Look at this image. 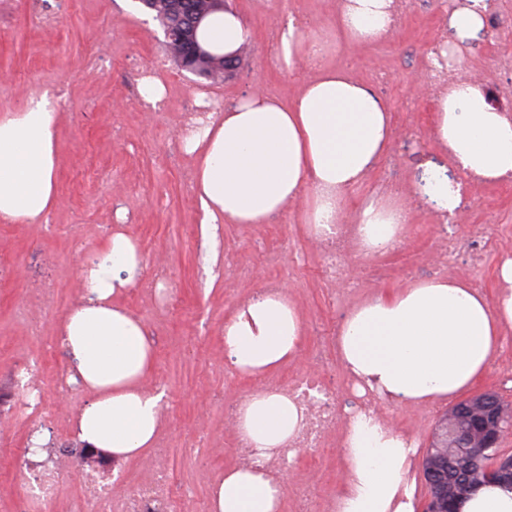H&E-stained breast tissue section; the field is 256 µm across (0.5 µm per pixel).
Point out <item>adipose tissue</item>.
I'll list each match as a JSON object with an SVG mask.
<instances>
[{
  "label": "adipose tissue",
  "mask_w": 512,
  "mask_h": 512,
  "mask_svg": "<svg viewBox=\"0 0 512 512\" xmlns=\"http://www.w3.org/2000/svg\"><path fill=\"white\" fill-rule=\"evenodd\" d=\"M393 0H339L333 32L309 34L288 19L277 34V61L293 70L312 62L292 104L254 92L232 108L209 115L183 141L197 159L194 192L203 226L265 223L304 191L309 231L331 232L347 192L360 185L390 147L392 117L370 88L348 70L324 65L336 38L353 47L381 40L390 28ZM251 33L231 11L209 16L202 44L224 54L249 42ZM60 98L44 91L25 109L0 116V223L39 224L56 205L55 130ZM433 138L468 178L512 177V118L490 106L478 83L449 86L436 102ZM438 211L462 202L458 184L441 173L416 184ZM364 243H394L408 220L404 203L369 198L356 214ZM145 265L136 242L115 230L81 277L89 296L60 320L59 339L71 356V383L90 395L74 419L77 440L129 458L155 444L162 427L164 392L148 390L154 344L145 323L115 299L135 287ZM495 299L460 279L413 283L366 297L352 307L336 336L337 359L384 403L413 407L451 400L488 370L512 330V256L497 267ZM301 312L281 289L241 304L224 323V347L236 370L264 377L298 356ZM302 413L288 396L258 391L241 410L239 433L268 456L296 432ZM345 478L336 512H416L411 474L415 441L379 417L351 416L343 441ZM284 482L244 467L226 470L211 491V512H280ZM458 512H512V491L478 484Z\"/></svg>",
  "instance_id": "obj_1"
}]
</instances>
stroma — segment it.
I'll return each instance as SVG.
<instances>
[{
    "label": "stroma",
    "mask_w": 512,
    "mask_h": 512,
    "mask_svg": "<svg viewBox=\"0 0 512 512\" xmlns=\"http://www.w3.org/2000/svg\"><path fill=\"white\" fill-rule=\"evenodd\" d=\"M336 3L230 0L251 39L233 74L206 80L175 66L162 27L138 0H0V114L23 110L31 95L46 89L64 96L56 131L58 203L45 223L0 224V398L16 393L13 371L20 360L39 361L48 385L67 374L69 358L57 341V323L81 299L83 264L98 253L113 225L123 224L146 267L160 261L167 269L164 291L144 278L119 302L147 324L154 341L151 377L167 391L161 433L170 442L172 490L178 495L191 489L202 512L213 483L238 464L237 432L225 425L224 410L256 387L235 371L224 350V322L266 283L287 288L304 321L297 359L273 373V380L321 372L340 416L356 409L340 364L324 365L315 356L317 337L338 332L349 307L331 301L306 229L305 201L290 203L263 224L218 225L214 247H206L192 190L195 162L179 132L182 114L196 109L201 93L226 108L258 87L292 99L307 72L278 67L279 24L293 15L309 27H328ZM440 13V0H412L387 39L358 49L340 41L327 57L329 64L348 68L393 114L391 146L368 182L351 191L347 216L355 215L370 185L408 188L421 180L423 159L442 165L449 179L457 177L432 136L434 103L419 97L417 80L433 43L460 48L463 70L485 84L489 103L512 110V77L497 66L512 55V13H501L500 35L485 29L463 40L445 27ZM154 62L165 96L162 111L148 112L138 83ZM406 202L409 229L398 249L377 263L359 253L346 259L349 272L369 282L362 296L440 275L432 261L438 215L414 197ZM458 231L480 236L487 248L480 266L457 260L451 276L494 297L496 267L502 256L512 255V189L478 186ZM86 399L78 390L61 400L47 399L55 448H77L73 419ZM449 407L446 401L420 409L395 404L388 410L389 424L424 450ZM200 431L206 436L203 445L185 451L188 439ZM147 460L144 454L118 465L107 455L74 460L60 476L55 512H71L84 466L116 473L115 487L123 491L150 478ZM315 470L321 475L322 510L331 512L345 471L342 451L320 461H298L287 473L288 488L306 482ZM24 482L11 458L0 455V512H30Z\"/></svg>",
    "instance_id": "35a3bbf8"
}]
</instances>
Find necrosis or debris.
Instances as JSON below:
<instances>
[{"label": "necrosis or debris", "instance_id": "necrosis-or-debris-1", "mask_svg": "<svg viewBox=\"0 0 512 512\" xmlns=\"http://www.w3.org/2000/svg\"><path fill=\"white\" fill-rule=\"evenodd\" d=\"M433 64L427 65L424 76L430 85V96H438L448 83H463L469 80L468 72L458 68L456 53L447 44L436 43L430 48ZM438 246L433 259L440 271H447L459 253H467L473 264L482 261L484 247L481 238L471 236L458 238L448 229H440ZM316 246L322 259V271L334 284L335 293L341 301H348L359 289L357 283L347 279L345 259L348 254L361 251L362 232L357 223L338 220L334 232L318 237ZM16 371L27 379V389L18 394L14 408L28 412L33 424H40L46 415L45 401L50 393H69L71 384L60 382L55 389H48L41 381L37 364L21 361ZM281 393L293 398L305 409V419L295 439L266 460L262 467L271 475H279L288 463L289 456H302L304 452L318 453L338 422L335 399L325 387L320 374L306 373L299 378L280 385ZM168 453L165 448H156L152 458V477L138 487L116 494L109 477L89 470L83 475L84 491L74 502V512H178V505L171 493L167 467ZM16 467L27 470L31 502L37 512H51V506L59 492V473L69 465L65 456H57L52 464L35 462L28 455L15 458Z\"/></svg>", "mask_w": 512, "mask_h": 512}]
</instances>
